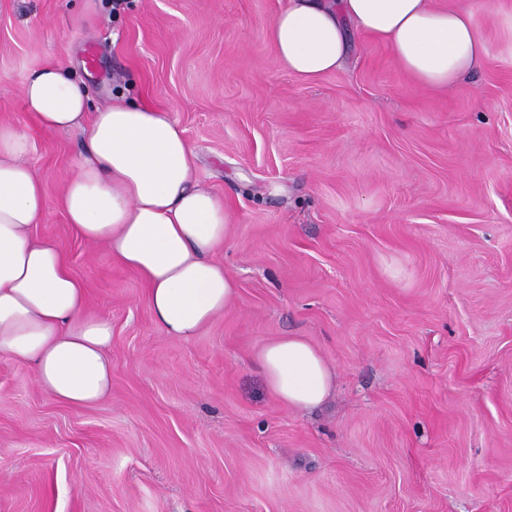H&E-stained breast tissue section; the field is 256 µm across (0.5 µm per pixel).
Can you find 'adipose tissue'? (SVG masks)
Instances as JSON below:
<instances>
[{"label": "adipose tissue", "mask_w": 512, "mask_h": 512, "mask_svg": "<svg viewBox=\"0 0 512 512\" xmlns=\"http://www.w3.org/2000/svg\"><path fill=\"white\" fill-rule=\"evenodd\" d=\"M355 33L387 42L415 81L434 88L485 57L472 14L432 0H288L268 31L278 63L308 82L341 68ZM21 98L42 127L87 144L57 200L69 224L139 273L167 334L196 336L232 302L235 283L211 258L229 236L224 198L201 184L178 122L121 95L89 112V89L65 58L27 78ZM30 151L22 130L0 122V356L32 365L52 398L89 405L111 391L112 325L86 314L65 255L33 233L49 207ZM256 358L288 408L318 407L332 391L333 369L304 337L275 338Z\"/></svg>", "instance_id": "adipose-tissue-1"}]
</instances>
